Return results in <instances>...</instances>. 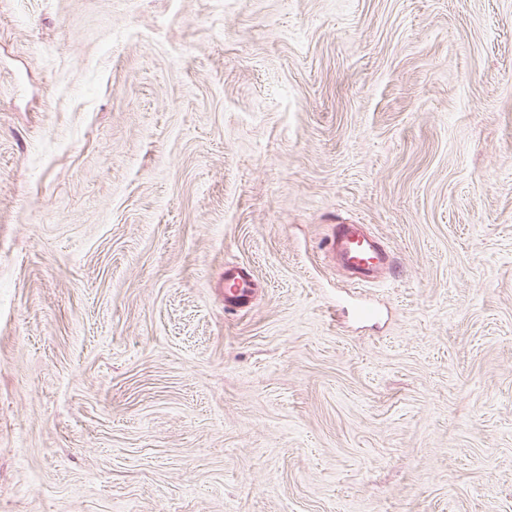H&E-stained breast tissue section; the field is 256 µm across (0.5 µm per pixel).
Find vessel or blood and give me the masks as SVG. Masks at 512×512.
<instances>
[{"label": "vessel or blood", "mask_w": 512, "mask_h": 512, "mask_svg": "<svg viewBox=\"0 0 512 512\" xmlns=\"http://www.w3.org/2000/svg\"><path fill=\"white\" fill-rule=\"evenodd\" d=\"M326 250L334 261L354 274L359 285L373 282L380 269L391 265L388 250L382 248L361 224L334 225ZM224 285L225 309L248 307L253 290L247 271L232 264L225 265Z\"/></svg>", "instance_id": "1"}]
</instances>
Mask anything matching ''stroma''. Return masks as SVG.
<instances>
[{
  "label": "stroma",
  "mask_w": 512,
  "mask_h": 512,
  "mask_svg": "<svg viewBox=\"0 0 512 512\" xmlns=\"http://www.w3.org/2000/svg\"><path fill=\"white\" fill-rule=\"evenodd\" d=\"M0 512H512V0H0ZM325 248L335 262L356 275L354 282L358 285L373 282L380 269L391 266L390 253L364 224L334 225ZM224 309H243L248 307L253 295L247 271L232 264L224 266Z\"/></svg>",
  "instance_id": "1"
}]
</instances>
